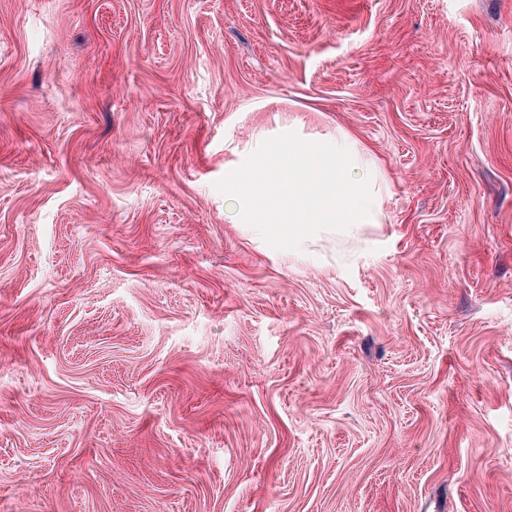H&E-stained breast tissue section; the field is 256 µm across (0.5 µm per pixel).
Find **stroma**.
Returning a JSON list of instances; mask_svg holds the SVG:
<instances>
[{
	"label": "stroma",
	"instance_id": "35a3bbf8",
	"mask_svg": "<svg viewBox=\"0 0 512 512\" xmlns=\"http://www.w3.org/2000/svg\"><path fill=\"white\" fill-rule=\"evenodd\" d=\"M292 118L338 269L215 187ZM0 512H512V0H0Z\"/></svg>",
	"mask_w": 512,
	"mask_h": 512
}]
</instances>
